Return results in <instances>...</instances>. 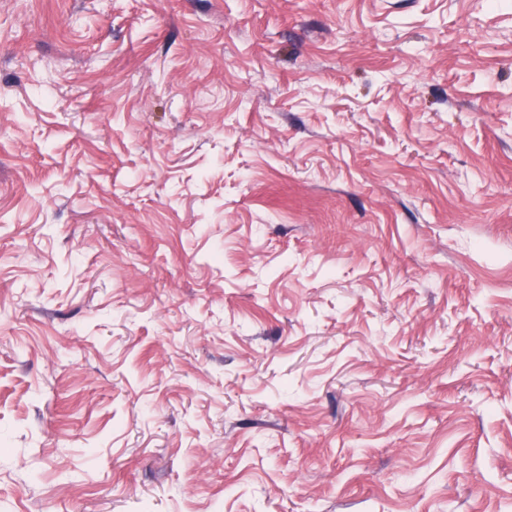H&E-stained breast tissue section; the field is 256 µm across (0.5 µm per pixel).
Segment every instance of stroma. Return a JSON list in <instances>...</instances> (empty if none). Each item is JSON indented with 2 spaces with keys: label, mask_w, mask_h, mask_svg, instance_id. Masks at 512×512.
I'll return each instance as SVG.
<instances>
[{
  "label": "stroma",
  "mask_w": 512,
  "mask_h": 512,
  "mask_svg": "<svg viewBox=\"0 0 512 512\" xmlns=\"http://www.w3.org/2000/svg\"><path fill=\"white\" fill-rule=\"evenodd\" d=\"M0 512H512V0H0Z\"/></svg>",
  "instance_id": "1"
}]
</instances>
